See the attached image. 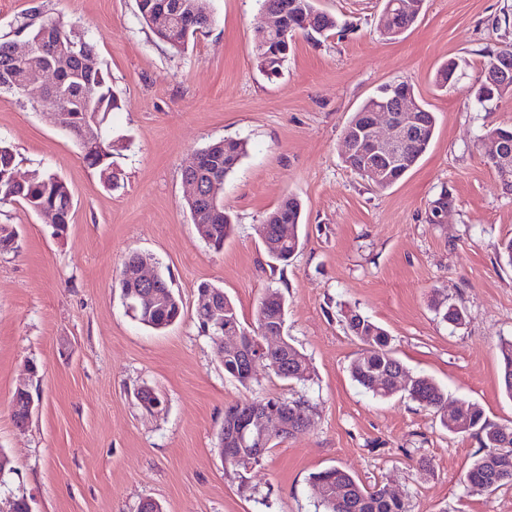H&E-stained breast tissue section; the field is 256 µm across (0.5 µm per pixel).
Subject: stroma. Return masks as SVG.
Masks as SVG:
<instances>
[{"label":"stroma","instance_id":"1","mask_svg":"<svg viewBox=\"0 0 512 512\" xmlns=\"http://www.w3.org/2000/svg\"><path fill=\"white\" fill-rule=\"evenodd\" d=\"M318 4L340 32L296 34L270 77L253 55L258 0H210L214 24L182 52L142 24L136 0H0V39H14L31 8L63 17L94 43L122 101L102 121L118 174L110 188L44 111L0 92V140L18 173L57 174L74 202L61 237L21 205L0 206V224L18 233L0 252V453L32 512H138L147 499L164 512H317L310 477L332 466L389 485L409 512H512V485L464 486L481 451L474 434L448 433L407 396L381 399L351 379L362 345L343 324L359 311L387 330L410 374L512 422L499 350L512 339V266L498 257L512 238V194L481 148L486 130L512 125V97L486 109L469 99L487 53L512 43V0H425L395 41L379 32L383 0ZM451 61L454 78L439 87ZM400 81L436 129L418 164L379 191L344 163L342 133L378 87ZM222 139L246 141L248 152L219 192L237 226L216 250L184 205L182 172ZM287 196L304 216L302 247L284 265L261 226ZM442 196L448 209L435 224ZM132 250L153 257L183 303L166 330L125 309L116 282ZM203 282L223 288L246 325L266 289H279L308 380L260 367L249 392L225 375L195 318ZM449 304L463 324L442 319ZM30 361L40 401L21 430L11 400ZM142 387L160 399L157 412L142 409ZM253 392L307 400L310 424L239 473L224 466L219 433L225 409Z\"/></svg>","mask_w":512,"mask_h":512}]
</instances>
